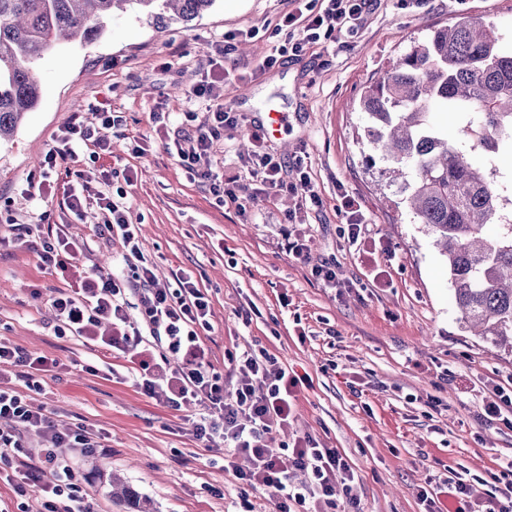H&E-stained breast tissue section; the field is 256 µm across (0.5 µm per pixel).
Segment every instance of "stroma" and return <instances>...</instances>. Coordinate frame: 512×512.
<instances>
[{"instance_id": "1", "label": "stroma", "mask_w": 512, "mask_h": 512, "mask_svg": "<svg viewBox=\"0 0 512 512\" xmlns=\"http://www.w3.org/2000/svg\"><path fill=\"white\" fill-rule=\"evenodd\" d=\"M286 9L285 0H216L190 27L165 29L135 10L116 16L94 42L61 46L36 62L40 104L0 144V337L53 361L31 394L34 404L54 409L63 426L105 436L96 452L69 454L100 512H123L110 496L114 476L154 512H275V499L240 484L224 465L222 439L196 441L197 406L175 411L142 395L130 355L55 335L49 304L58 290L126 270L118 238L64 209L78 181L121 197L155 261L157 286H174L185 272L207 292L210 329L202 341L225 384L235 381L232 355L247 347H265L307 376L293 416L273 428L269 446L283 452L309 435L338 449L354 471L361 512H424L421 487L438 488L456 473L486 479L489 498L512 481V426L485 419L482 409L492 385L512 388V352L462 329L446 262L405 206L382 200L385 163H365L372 149L359 109L364 88L431 28L479 22L512 47V0H424L408 9L372 0L354 37L309 44L297 56L277 29ZM271 54L277 65L260 69ZM212 61L227 70L221 102L238 119L214 157L219 178L238 185L233 201L190 180L166 150L176 136L191 146L196 124L187 115L207 106L192 87ZM100 107L119 121L101 127ZM269 110L286 122L279 137H266L267 151L307 165L321 206L298 209L297 196L285 191L254 195L241 143ZM156 112L168 113L167 122H154ZM74 113L98 129L110 152L94 160L82 147L76 159L43 173L45 153ZM76 170L81 180L73 179ZM344 193L367 218L356 248L343 238ZM296 209L303 222L292 227L288 214ZM13 220L60 226L84 249L44 269L35 253L12 243ZM292 229L309 247L308 263L288 252ZM327 262L336 270L333 288L313 273Z\"/></svg>"}]
</instances>
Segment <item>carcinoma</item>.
<instances>
[{
  "label": "carcinoma",
  "mask_w": 512,
  "mask_h": 512,
  "mask_svg": "<svg viewBox=\"0 0 512 512\" xmlns=\"http://www.w3.org/2000/svg\"><path fill=\"white\" fill-rule=\"evenodd\" d=\"M216 0H0V142L14 136L40 100L32 63L66 43L96 40L114 15L137 6L157 29L189 26ZM360 109L368 142L381 152L417 223L446 259L464 328L494 343L512 339V218L501 212L496 171L468 153L512 154V49L492 28L470 22L435 28L365 88ZM435 109L454 112L461 137L433 125ZM112 498L149 512L112 477Z\"/></svg>",
  "instance_id": "carcinoma-1"
}]
</instances>
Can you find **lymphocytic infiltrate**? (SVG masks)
<instances>
[{
	"instance_id": "1",
	"label": "lymphocytic infiltrate",
	"mask_w": 512,
	"mask_h": 512,
	"mask_svg": "<svg viewBox=\"0 0 512 512\" xmlns=\"http://www.w3.org/2000/svg\"><path fill=\"white\" fill-rule=\"evenodd\" d=\"M288 0L279 30L299 34L300 42L291 47L299 53L303 44L336 35L354 36L371 0ZM237 118L230 110L217 106L198 125L196 144L184 150L179 141L169 143L190 178L211 184L214 194L235 197L230 184H217L212 170L211 152L225 129L236 126ZM253 149L248 156L252 174L264 190H290L300 200L320 205L310 174L304 165H297L295 182H287L286 163L265 152L264 138L253 133ZM57 144L44 156L43 165L55 169L73 155L75 143H97L94 130L85 125L79 115H71L61 126ZM97 204V226L110 235L120 237L129 262V276L101 274L97 278L60 291L52 301L56 312L55 335L70 334L97 340L101 349L132 352L136 385L146 397L164 391L166 404L174 410L196 403L205 406L194 425L197 440L222 437L235 453L245 456L250 465L237 469L243 485L264 487L273 491L278 512H292L293 506L310 505L311 512H331L337 497H346L355 504L350 484L354 473L345 458L334 448L320 447L317 440L305 436L295 441L291 451L275 452L265 443V436L274 424H286L293 402L304 385L303 377L291 374L279 359L267 350L251 348L235 359L236 381L233 392H226L224 376L205 360L201 340L209 330V300L190 276L176 280L175 288L154 285V264L145 257L139 239V227L132 224L127 212L109 198L91 200L86 193L69 192L65 207L85 214L90 204ZM16 241L34 252L43 268L61 266L64 256H76L80 247L67 237L45 229L41 224H23ZM141 293V320H131L126 295ZM109 321L114 330L110 336H96L95 329ZM150 327L163 345L161 355H154L143 345V327ZM14 368L19 381L15 387H0V419L11 424L10 430L0 431V464L12 471L14 491L18 496L37 492L43 495L45 512H98L95 501L77 483L68 464V451L77 449L91 453L102 447L101 434L79 425L60 430L55 411L36 407L28 391L38 382L36 373L49 369L46 358L29 352L0 338V366ZM36 439L42 448L40 458H32L27 450L29 439ZM305 475L294 481V472ZM344 485H337V478ZM453 496L459 506L456 512H512V482L499 491L498 502L482 498L478 479L456 477L451 482Z\"/></svg>"
}]
</instances>
